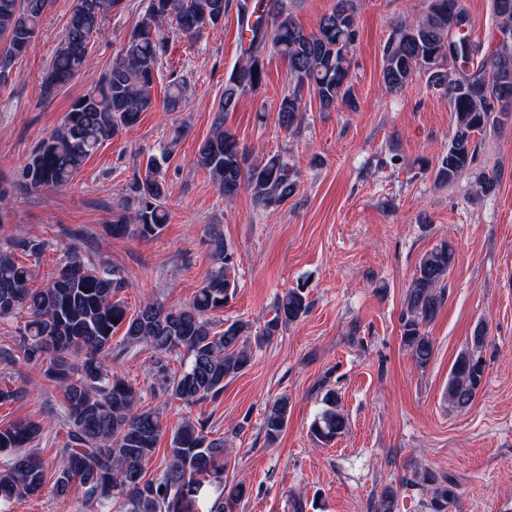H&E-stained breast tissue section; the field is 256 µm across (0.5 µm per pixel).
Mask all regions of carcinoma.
I'll list each match as a JSON object with an SVG mask.
<instances>
[{"label":"carcinoma","mask_w":512,"mask_h":512,"mask_svg":"<svg viewBox=\"0 0 512 512\" xmlns=\"http://www.w3.org/2000/svg\"><path fill=\"white\" fill-rule=\"evenodd\" d=\"M229 0H149L145 18L125 41L99 85L77 98L63 121L35 150L21 170V182L31 191L61 188L101 145L135 125L153 105L151 89L156 67L167 46L158 31L167 21L187 36L224 22ZM425 13L396 26L383 48L382 81L398 91L422 72L428 83L448 98L454 131L447 152L438 160L434 181L451 185L473 170L475 136L512 116V36L501 48L481 56L471 39V18L461 0H426ZM121 0H75L64 35L42 77L45 95L69 83L90 63V43L101 23ZM48 0H0V85L8 82L14 63L25 56L40 28ZM501 32L512 33V0H492ZM242 33L248 41L244 56L224 80L215 126L198 146L195 164L217 184L227 201L247 188L256 205L276 209L295 195L298 172L286 152L255 157L242 147L224 115L239 100L258 92L266 78V61L275 53L288 64L292 87L278 107V124L297 129L302 119L304 90L323 107L339 103L355 107L352 96V54L359 40L356 0H336L320 18L316 30L305 31L288 9V0H238ZM187 102L184 83L173 81L166 108L180 110ZM170 221L167 186L154 157L144 172L126 185L121 214L108 226L114 236L153 238ZM209 244L215 267L192 301L166 307L145 300L130 310L117 294L125 287L118 271L95 265L77 250H67L47 283L33 286L39 272L12 253L0 251V319L23 311L27 315L19 348L0 350L6 365L22 361L35 366L60 388L57 417L65 426L58 455L62 465L47 484L50 464L28 451L45 432L35 421L0 427V502L26 500L45 488L67 501L72 484L83 489L75 512H233L245 488L224 485V438L211 437L205 420H185L170 433L165 465L154 478L145 465L165 433L159 411L145 404L146 392L185 405L224 391V381L251 366V344L269 341L309 308L301 288L277 298L268 319L255 336L247 323L224 321L210 313L224 308L236 288L234 254L220 228L213 226ZM455 262V249L441 244L420 259L407 287L400 316L401 341L415 365L425 368L434 355V341L424 331L445 302L444 280ZM123 331L122 351L145 345L151 351L155 381L148 386L112 371V336ZM486 327L479 324L470 345L455 357L448 373L446 397L458 410L474 401L485 375L482 350ZM184 353L183 370L169 371L167 358ZM24 389L10 378L0 382V403L14 401ZM326 408L310 430L320 442L344 433L347 418L337 409L329 390ZM290 412L281 397L263 412L262 430L268 445L276 444ZM412 486H427L429 512H448L458 498V483L423 466L412 471ZM397 494L381 493L375 512H396Z\"/></svg>","instance_id":"obj_1"}]
</instances>
